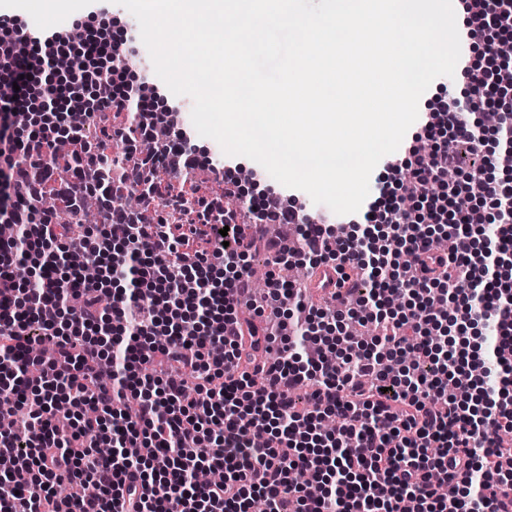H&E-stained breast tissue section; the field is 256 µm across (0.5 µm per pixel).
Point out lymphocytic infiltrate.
Returning a JSON list of instances; mask_svg holds the SVG:
<instances>
[{"mask_svg": "<svg viewBox=\"0 0 512 512\" xmlns=\"http://www.w3.org/2000/svg\"><path fill=\"white\" fill-rule=\"evenodd\" d=\"M464 26L484 44L461 70L469 105L441 101L430 148L390 162L367 239L304 233L312 263L364 272L351 317L386 334L323 335L328 309L248 343L244 228L299 211L265 196L239 210L226 166L210 168L223 190L205 188L174 107L133 82L128 34L75 41L0 13V223L15 228L0 238V416L28 414L0 425V512H512V224L487 235L476 208L511 201L512 181L488 178L475 134L512 135L497 54L512 0H481ZM90 195L99 220L74 231ZM441 237L454 248L437 258ZM482 323L498 330L484 357L469 352ZM203 468L223 482L199 483Z\"/></svg>", "mask_w": 512, "mask_h": 512, "instance_id": "obj_1", "label": "lymphocytic infiltrate"}]
</instances>
